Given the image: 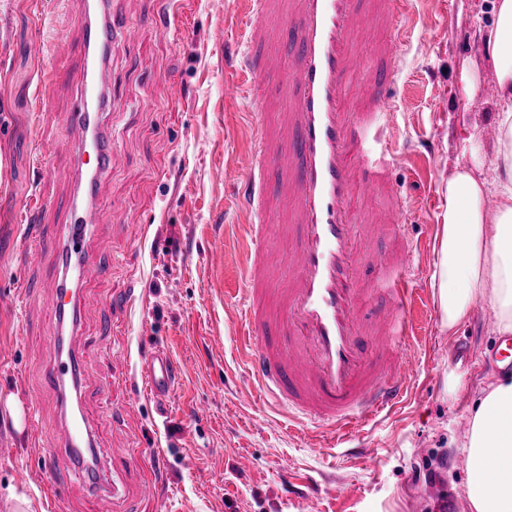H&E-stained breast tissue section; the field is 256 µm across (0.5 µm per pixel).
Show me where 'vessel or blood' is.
<instances>
[{
    "label": "vessel or blood",
    "instance_id": "1",
    "mask_svg": "<svg viewBox=\"0 0 512 512\" xmlns=\"http://www.w3.org/2000/svg\"><path fill=\"white\" fill-rule=\"evenodd\" d=\"M151 21L161 38L179 25L182 0H161ZM414 0H239L236 39L245 55L224 82V96L250 102L254 146L241 159L240 257L244 288L241 312L244 362L261 395L285 409L309 442L324 448L352 447L365 426L377 425L411 390L408 352L422 341L413 313L425 296L418 248L402 217L408 198L394 183L397 161L391 116L405 101L400 75L406 18ZM283 15L291 59L270 49L268 21ZM380 33V61L366 68L356 46L362 32ZM138 25L116 21L107 0H82L79 42L59 38L51 52L76 58L68 82L78 105L68 122L78 173L68 219L55 245L60 262L52 299L55 320L47 339L60 349L64 322L78 323L77 287L101 278L84 247L99 220L98 191L123 162L112 143L106 116L115 101L105 76L111 50L134 42ZM277 87L286 104L268 114L266 90ZM95 157L86 167L84 153ZM288 164V182L270 195L267 175ZM391 199L394 218L365 223L362 208L378 190ZM296 237L287 254L288 278L273 274L266 253L286 229ZM392 239L373 250L378 235ZM375 274L366 278L364 266ZM142 379L154 397L170 394L178 380L174 359L160 346L142 355ZM82 362L68 352L65 363L43 377L55 406L72 401L70 387L84 384ZM71 458L76 474L86 467L82 449L93 433L74 423Z\"/></svg>",
    "mask_w": 512,
    "mask_h": 512
}]
</instances>
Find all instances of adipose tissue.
<instances>
[{
	"mask_svg": "<svg viewBox=\"0 0 512 512\" xmlns=\"http://www.w3.org/2000/svg\"><path fill=\"white\" fill-rule=\"evenodd\" d=\"M481 42L498 87L493 160L471 142L469 162L441 184L431 281L442 330H455L485 300L495 332L512 336V0H493ZM486 163L488 178L479 173ZM461 448L470 512H512V375L483 390Z\"/></svg>",
	"mask_w": 512,
	"mask_h": 512,
	"instance_id": "1",
	"label": "adipose tissue"
}]
</instances>
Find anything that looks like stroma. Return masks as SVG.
<instances>
[{"label":"stroma","mask_w":512,"mask_h":512,"mask_svg":"<svg viewBox=\"0 0 512 512\" xmlns=\"http://www.w3.org/2000/svg\"><path fill=\"white\" fill-rule=\"evenodd\" d=\"M113 13L139 23L137 42L116 46L108 117L124 165L103 186V211L86 256L112 266L85 283L75 345L87 379L80 411L89 421L104 481L123 493H92L70 474L60 413L39 386L57 353L45 340L52 319L56 254L24 245L26 211L43 201L45 232L68 216L75 144L68 115L75 93L65 75L73 60L50 61L55 38L80 36V0H0V512H306L298 488H322L317 512H467L460 450L469 413L494 372L500 343L488 302H478L455 333H443L430 307L427 337L415 353L412 390L380 424L363 433L367 451L309 446L288 415L249 394L241 356L236 239L238 157L251 145L247 101L224 97V41L236 0H183V18L160 38L148 18L155 0H111ZM491 0H417L406 32L401 77L410 106L393 123L402 155L396 177L411 195L409 238L424 246V276L435 262L438 189L464 162L467 140L492 151L484 131L493 101L465 98L464 68L481 63L479 29ZM223 180H215V171ZM124 309H113V302ZM157 344L181 368L162 403L145 393L140 354ZM461 388L448 397L449 372ZM109 383L102 396L100 383ZM35 401L38 428H17L8 400ZM196 401L208 416L187 413ZM132 407L129 423L114 411ZM62 478L46 484L44 454ZM249 455L254 467L238 471ZM435 471L428 482L424 472ZM157 477L159 491L139 504L136 489ZM344 487L336 496V487Z\"/></svg>","instance_id":"1"}]
</instances>
